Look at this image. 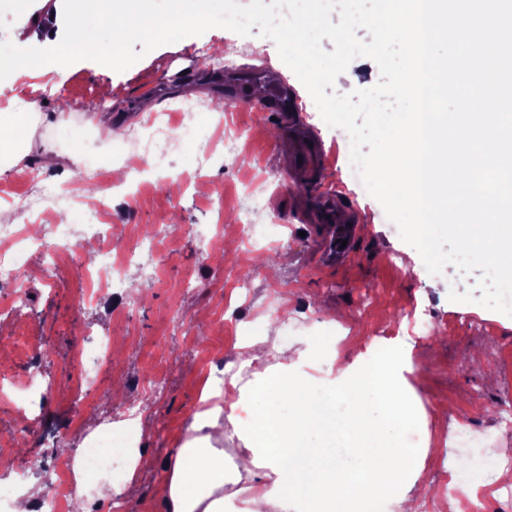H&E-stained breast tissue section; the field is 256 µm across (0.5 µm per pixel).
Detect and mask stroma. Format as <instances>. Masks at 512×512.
Listing matches in <instances>:
<instances>
[{
	"instance_id": "35a3bbf8",
	"label": "stroma",
	"mask_w": 512,
	"mask_h": 512,
	"mask_svg": "<svg viewBox=\"0 0 512 512\" xmlns=\"http://www.w3.org/2000/svg\"><path fill=\"white\" fill-rule=\"evenodd\" d=\"M42 26L53 34L38 41V48L57 45L63 0H26L20 8L0 0V42L28 47L29 32ZM229 43L237 47L234 68L215 69V46ZM263 70L281 75L298 100L293 120L323 144L328 154L323 166L293 169L280 120L256 101L223 110L226 134L242 146L240 159L210 152L211 100L224 97L235 79H244L249 88L261 85ZM45 81L54 82L55 91L41 93ZM144 93L160 111L174 112L186 103L194 116L174 131L169 147L132 162L128 156L144 121L139 108ZM2 95L10 112L37 105L41 134L28 143L23 163L38 167L43 182H65L82 168L122 169L108 201L113 245H121L134 228L145 236L159 228L169 234L156 254L158 282L143 280L133 268L120 290H98L74 268L45 284L40 256L30 254L27 309L19 318L0 316V337H18L35 358L29 363L0 348V368L20 378L36 365L59 388L28 423L0 404V441L18 443L8 457L15 472H26L32 457L46 456L41 431L58 430L81 448L89 421L115 422L133 403L142 408L141 420L152 435L144 444L137 481L122 493L125 512H165L155 488L189 435L198 395L213 375L239 368L238 354L249 339L262 341L269 353L271 378H279L276 353L288 345L302 351L304 370L319 371L315 383L323 388L336 385L338 365L358 364L369 346L408 345L415 367L410 382L421 411L416 446L430 451L431 484L418 499L421 512H431L448 488L449 472L461 464L451 442L456 417L471 414L489 448H512V433L496 425L501 409L512 407V317L450 301V291L473 290L479 272L465 273L452 264L438 275L427 271L354 173L343 129L324 122L271 39L212 28L159 46L122 72L92 60L49 71L21 67L0 80ZM206 152L209 164L198 167ZM48 154L59 155L58 166H43ZM253 181L264 188L268 211L280 219L283 244L272 247L263 239L246 247L225 232L204 242L184 233L185 225L210 224L221 214L237 219L249 205L245 190ZM325 195L333 197L336 214L349 215L360 238L350 263L337 270L318 264L320 228L311 213ZM218 242L228 253L249 251L248 267L220 270L213 250ZM394 254L401 259L396 267L389 261ZM88 292L95 300L81 307L79 297ZM415 312L432 325L430 336L417 341L409 334ZM88 325L123 349L113 355L94 399L81 403L75 398L80 378L75 354ZM190 336L198 337V346L187 344ZM313 336L322 342L312 351ZM45 344L53 352L42 358L38 351ZM158 365L164 379L157 391L141 389L140 381Z\"/></svg>"
}]
</instances>
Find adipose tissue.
<instances>
[{"label": "adipose tissue", "instance_id": "1", "mask_svg": "<svg viewBox=\"0 0 512 512\" xmlns=\"http://www.w3.org/2000/svg\"><path fill=\"white\" fill-rule=\"evenodd\" d=\"M35 104L0 113V143L19 162ZM241 364L251 378H233L214 391L213 406L193 415L191 436L167 465L158 489L167 512H224L226 491L243 496V512H386L387 499L408 503L405 484L416 483L426 454L406 447L403 433L419 416L407 375L409 351L373 347L342 382L316 391L306 377L273 380L267 354L248 344ZM252 399L256 416L241 425L236 408ZM242 447L223 450L225 432Z\"/></svg>", "mask_w": 512, "mask_h": 512}]
</instances>
